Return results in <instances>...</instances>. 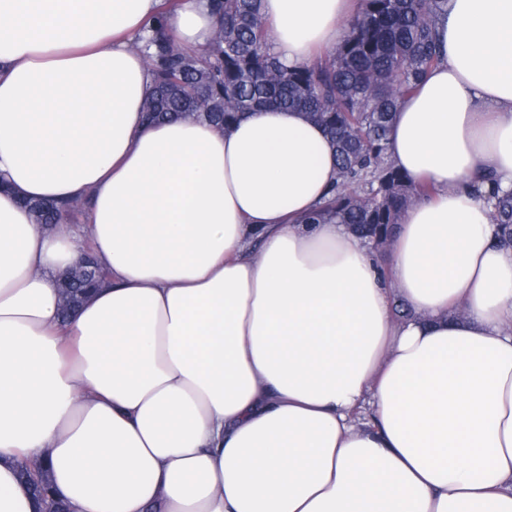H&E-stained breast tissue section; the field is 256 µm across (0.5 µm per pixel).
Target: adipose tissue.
<instances>
[{
    "label": "adipose tissue",
    "mask_w": 512,
    "mask_h": 512,
    "mask_svg": "<svg viewBox=\"0 0 512 512\" xmlns=\"http://www.w3.org/2000/svg\"><path fill=\"white\" fill-rule=\"evenodd\" d=\"M159 3L0 0V512L42 458L72 512H512V250L470 188L512 187V0H448L389 135L425 191L379 257L305 223L336 147L300 112L146 119ZM359 7L264 0L273 52L311 64ZM216 26L169 19L198 51ZM87 251L108 278L61 319ZM31 209L35 214L36 223L57 224L63 215L69 217V219H72L75 215L81 213L83 204L81 202H63L59 205H45L35 203L31 205Z\"/></svg>",
    "instance_id": "ef3b65f1"
}]
</instances>
